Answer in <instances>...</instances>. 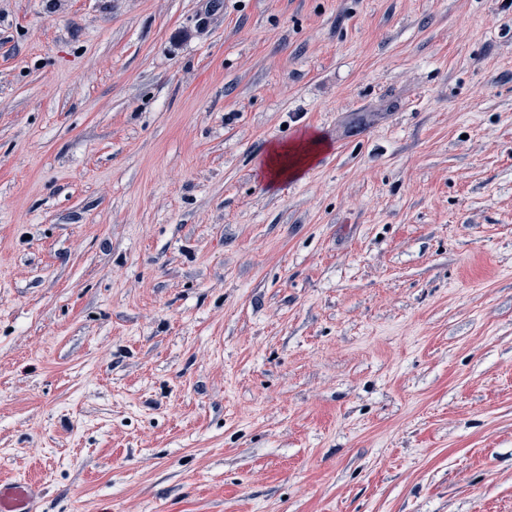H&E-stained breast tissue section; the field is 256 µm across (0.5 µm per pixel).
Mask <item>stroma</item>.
<instances>
[{
  "label": "stroma",
  "mask_w": 512,
  "mask_h": 512,
  "mask_svg": "<svg viewBox=\"0 0 512 512\" xmlns=\"http://www.w3.org/2000/svg\"><path fill=\"white\" fill-rule=\"evenodd\" d=\"M0 478L512 512V0H0ZM318 141V137L309 136L294 146L270 145L261 162L260 171L262 176L266 178L269 184L276 185L288 180V177L299 175L302 172V166L306 163L310 164L315 157L314 154L306 153V147ZM294 155H303L302 162L288 164V157Z\"/></svg>",
  "instance_id": "1"
}]
</instances>
